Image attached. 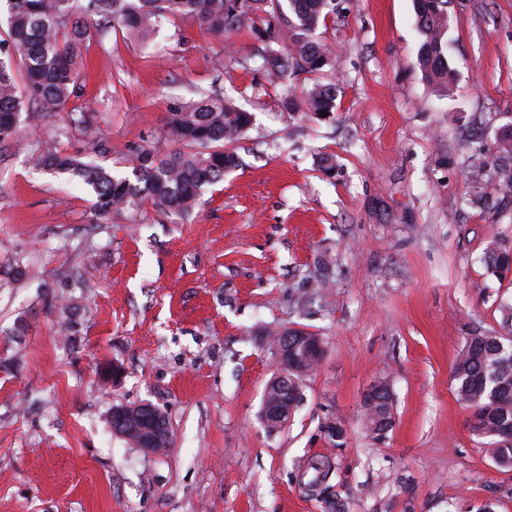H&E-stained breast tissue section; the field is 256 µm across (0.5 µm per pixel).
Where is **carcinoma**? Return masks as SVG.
<instances>
[{"instance_id":"cac0c4a2","label":"carcinoma","mask_w":512,"mask_h":512,"mask_svg":"<svg viewBox=\"0 0 512 512\" xmlns=\"http://www.w3.org/2000/svg\"><path fill=\"white\" fill-rule=\"evenodd\" d=\"M6 38L0 44V143L16 137L21 125L42 124L65 110L77 92L81 72L80 50L91 35L102 37L121 30L147 38L169 17L196 21L217 34L243 27L265 39L266 65L281 77L319 72L335 67V55L314 38L320 23L336 13V0H5ZM421 35L418 51L423 79L442 93H450L456 72L447 50L450 0H414ZM22 63L18 72L12 60ZM334 84L306 88L302 100L319 115L334 112ZM251 124V115L219 97L201 94L195 102L169 113L160 139L177 145L138 150L132 164L134 179L112 173L78 153L44 141L32 150L35 166L67 174L89 188L97 216L138 214L149 202L175 220L198 207L206 189L224 180L237 167L236 157L224 145L236 141ZM496 178L507 206L512 207V126L498 139L489 169L477 170L476 182ZM488 270L502 279L512 271V247L493 238L488 248ZM503 334L474 333L466 338L452 367L457 394L485 412L483 425L472 433L489 440V453L512 462V440L500 435L512 424V306L502 305ZM388 388L380 382L371 402L363 403L366 428L384 434L390 425ZM331 467L313 461L305 473L307 486L316 488Z\"/></svg>"}]
</instances>
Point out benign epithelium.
Returning <instances> with one entry per match:
<instances>
[{
	"label": "benign epithelium",
	"mask_w": 512,
	"mask_h": 512,
	"mask_svg": "<svg viewBox=\"0 0 512 512\" xmlns=\"http://www.w3.org/2000/svg\"><path fill=\"white\" fill-rule=\"evenodd\" d=\"M275 353L279 371L266 386L261 409V418L271 429L282 428L290 421L295 408V386L309 374L311 368L323 360L325 347L319 337L302 330H293L289 338L275 344ZM134 409L150 413V417L140 423V429L129 433L122 429L121 424L128 416V411L114 409L111 414L113 432L145 452L160 450L170 440L167 422L149 402L138 404Z\"/></svg>",
	"instance_id": "obj_1"
}]
</instances>
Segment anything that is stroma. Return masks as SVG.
I'll use <instances>...</instances> for the list:
<instances>
[{
    "label": "stroma",
    "instance_id": "obj_1",
    "mask_svg": "<svg viewBox=\"0 0 512 512\" xmlns=\"http://www.w3.org/2000/svg\"><path fill=\"white\" fill-rule=\"evenodd\" d=\"M315 37L335 71L291 79L248 30L173 18L146 43L92 38L68 103L84 127L0 144V512H512V469L472 434L451 377L467 336L501 332L512 303L484 262L492 237L512 245V217L490 210L492 181L472 204L470 178L512 125V0H452L447 96L422 78L413 0H342ZM330 81L329 116L284 110ZM202 90L253 122L229 146L238 167L183 221L150 205L100 219L88 189L30 158L52 137L130 175ZM286 329L326 355L272 431L270 335ZM113 363L123 377L102 380ZM383 378L395 421L376 438L362 399ZM143 402L166 417L164 451L112 431L113 405ZM316 459L332 466L319 496L303 476Z\"/></svg>",
    "mask_w": 512,
    "mask_h": 512
}]
</instances>
